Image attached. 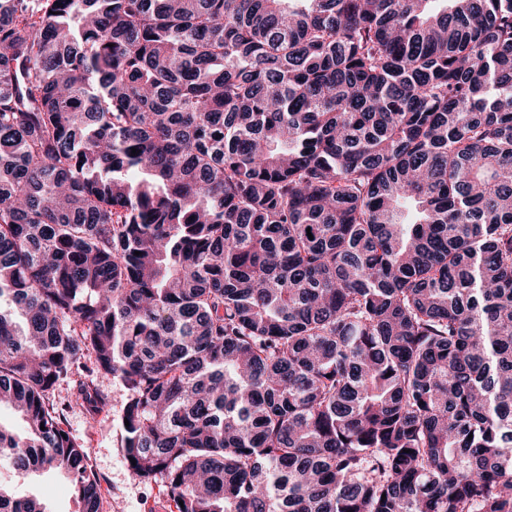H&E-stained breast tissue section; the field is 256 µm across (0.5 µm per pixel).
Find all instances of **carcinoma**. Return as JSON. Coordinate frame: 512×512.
Here are the masks:
<instances>
[{
  "instance_id": "carcinoma-1",
  "label": "carcinoma",
  "mask_w": 512,
  "mask_h": 512,
  "mask_svg": "<svg viewBox=\"0 0 512 512\" xmlns=\"http://www.w3.org/2000/svg\"><path fill=\"white\" fill-rule=\"evenodd\" d=\"M3 303L80 512L86 354L178 512H512V0H0Z\"/></svg>"
}]
</instances>
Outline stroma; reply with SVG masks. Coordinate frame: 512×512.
I'll use <instances>...</instances> for the list:
<instances>
[{
	"instance_id": "35a3bbf8",
	"label": "stroma",
	"mask_w": 512,
	"mask_h": 512,
	"mask_svg": "<svg viewBox=\"0 0 512 512\" xmlns=\"http://www.w3.org/2000/svg\"><path fill=\"white\" fill-rule=\"evenodd\" d=\"M91 357L81 359L66 380L49 391L46 402L60 415V424L85 449L87 463L100 483V512H177L162 483H144L129 470L121 448L119 417L127 401L124 388L112 378L91 375ZM92 381L107 398L98 414L71 405L78 383ZM0 485L22 496L44 498L49 512H78L69 481L59 473H20L0 460Z\"/></svg>"
}]
</instances>
